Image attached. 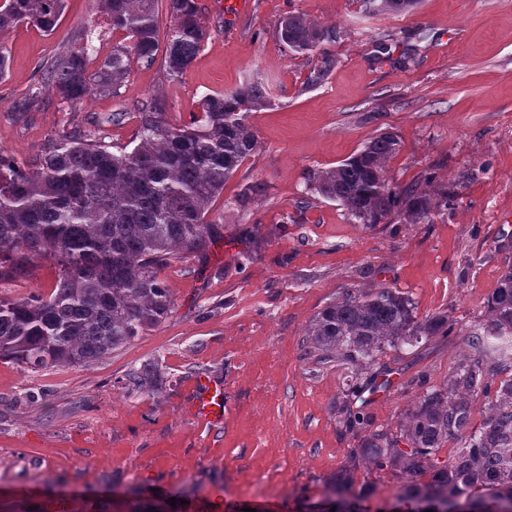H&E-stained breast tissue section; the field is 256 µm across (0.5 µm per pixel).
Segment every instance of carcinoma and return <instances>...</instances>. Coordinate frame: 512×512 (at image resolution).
Segmentation results:
<instances>
[{"mask_svg":"<svg viewBox=\"0 0 512 512\" xmlns=\"http://www.w3.org/2000/svg\"><path fill=\"white\" fill-rule=\"evenodd\" d=\"M417 0H364L367 12L405 14ZM158 0H96L112 33V50L90 33L81 46L65 47L39 69L36 91L74 104L89 95L116 97L136 61L151 63L159 49ZM172 28L165 44L166 77L181 76L207 36L197 0H167ZM65 0H0V31L20 23L50 34ZM278 39L297 54L314 51L330 32L300 15L284 17ZM336 66L322 57L310 81L325 80ZM270 103L260 76L229 93L205 95L199 115L179 128L155 100L138 112V144L113 148L101 138L79 135L52 142L29 164L0 152V281L28 272L36 257L52 260L59 273L48 294L0 299V359L39 370L89 366L157 326L171 312V289L159 270L173 259L208 253L224 238L223 225L207 219L224 184L253 155L258 140L248 114ZM401 149L392 132L371 137L335 167L309 175L306 189L339 203L350 220L378 224L399 214L427 224L435 206L411 186L393 187L385 165ZM448 314L418 318L404 293L391 288L343 293L310 323L314 347L365 370L386 347L448 336ZM473 354L463 358L442 389H425L397 431L371 430L348 461L324 480L319 512H368L369 489H355L359 468L389 470L401 479L398 500L433 508L454 498L479 512L512 509V378L498 382L490 369L512 360V266L487 303V319L468 335ZM153 365L128 376L136 391L157 390ZM488 398L482 426H470L473 397ZM341 422L361 417L345 397L335 402ZM453 440L447 461L442 446Z\"/></svg>","mask_w":512,"mask_h":512,"instance_id":"cac0c4a2","label":"carcinoma"}]
</instances>
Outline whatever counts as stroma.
<instances>
[{
    "label": "stroma",
    "instance_id": "stroma-1",
    "mask_svg": "<svg viewBox=\"0 0 512 512\" xmlns=\"http://www.w3.org/2000/svg\"><path fill=\"white\" fill-rule=\"evenodd\" d=\"M208 37L187 71L134 64L120 95L68 104L25 97L41 64L83 28L109 38L94 0H66L53 34L31 25L0 31V150L31 162L41 147L78 134L116 146L137 131L132 113L159 100L175 126L200 99L265 76L270 107L251 112L255 153L225 184L209 217L224 239L160 272L174 307L159 325L92 365L34 371L0 360V512H304L359 437L339 422L360 369L325 356L310 321L348 290L393 288L417 317L448 314L450 336L386 348L381 383L354 406L370 428H395L419 379L439 389L470 349L467 332L512 265V0H421L407 14H366L363 0H252L228 21L224 0H198ZM336 31L321 51L292 53L276 37L282 17ZM337 66L307 83L321 52ZM396 133L391 184L413 185L437 209L430 223L392 215L349 220L342 206L305 198L310 173L328 169L372 136ZM452 205H444L446 193ZM57 266L0 282V299L50 292ZM158 390L124 388L146 364ZM224 387V418L196 419L199 380Z\"/></svg>",
    "mask_w": 512,
    "mask_h": 512
}]
</instances>
